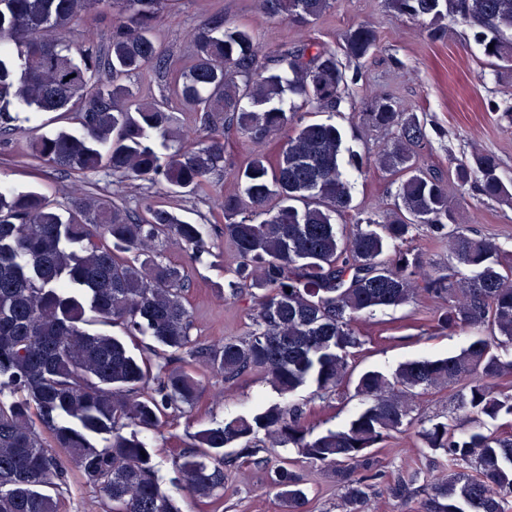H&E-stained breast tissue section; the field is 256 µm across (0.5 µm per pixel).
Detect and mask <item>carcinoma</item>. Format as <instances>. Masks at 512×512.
Segmentation results:
<instances>
[{"mask_svg":"<svg viewBox=\"0 0 512 512\" xmlns=\"http://www.w3.org/2000/svg\"><path fill=\"white\" fill-rule=\"evenodd\" d=\"M167 0H0V130L16 129L17 109L73 116L76 132H46L32 139L42 165L72 173L107 172L119 181L195 193L209 183L225 156L217 120L253 139L288 129L285 93L324 112L336 109L359 73L349 72L377 48V32L363 24L345 38L341 61L326 45H282L259 60L250 28L216 15L191 33L187 61L172 65L157 37ZM331 0H259L268 18L305 27ZM416 21L446 13L473 26L487 60L512 69V0H388ZM101 6L112 9L108 41L87 35L75 42L71 26ZM493 49H488V45ZM153 71L160 97L135 100L127 76ZM180 101L209 131L192 146L175 134L171 100ZM372 126L395 131L374 160L399 180L398 204L383 224L353 214L341 130L332 123L298 124L276 159L254 154L237 168L238 190L224 194V236L238 255L229 270L230 292L258 296L255 329L219 346L191 348V315L183 292L185 267L155 250L173 234L189 258L210 253L203 225L180 219L149 201L132 214L90 193L71 199L65 212L34 191L0 187V512H58L67 472L62 449L99 492L104 512H180L161 487L153 454L135 426L155 429L181 413L198 393L185 356L208 364L233 382L262 374L280 395L312 383L342 384L362 341L355 322L377 308L408 302L423 291L445 297L443 329L483 327L459 353L402 364L393 377L359 375L355 392L369 401L341 430L312 435L304 411L274 403L194 434L177 466L193 491L213 497L225 472L244 463L267 465L268 448L292 446L271 469V483L287 512H306L299 463L319 465L340 490L337 512H371L381 472L374 450L405 426H417L419 447L448 461V473L415 487L406 473L385 491L406 499L422 491L426 512H506L512 500V435L485 420L512 418V395L498 381L512 361L498 349L512 342V253L489 237L456 224L442 177L424 173L419 150L427 134L389 98L375 99ZM495 156L472 155L451 170L458 189L512 202V183L500 177ZM250 210L262 220L245 215ZM351 214L353 230L338 235L335 216ZM424 225L448 242V252L472 275L435 276L407 249L385 257L390 242H405ZM291 291H285V288ZM120 325L129 336L156 345L135 356L119 338L83 328L87 314ZM460 385V413L443 421L413 418V399ZM100 437L103 444L93 443ZM234 445L232 454L224 448Z\"/></svg>","mask_w":512,"mask_h":512,"instance_id":"obj_1","label":"carcinoma"}]
</instances>
